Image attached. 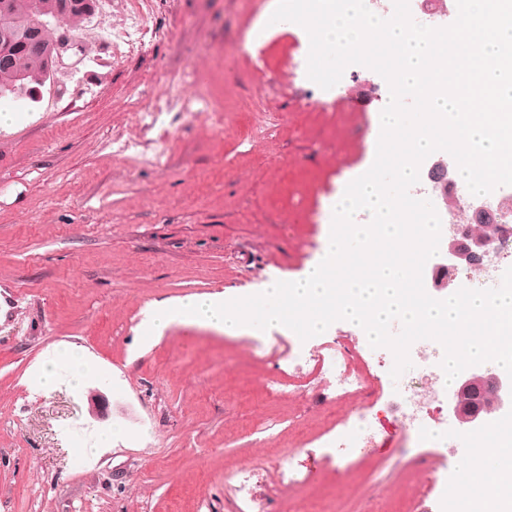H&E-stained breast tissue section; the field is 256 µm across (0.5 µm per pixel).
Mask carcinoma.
<instances>
[{
    "label": "carcinoma",
    "mask_w": 512,
    "mask_h": 512,
    "mask_svg": "<svg viewBox=\"0 0 512 512\" xmlns=\"http://www.w3.org/2000/svg\"><path fill=\"white\" fill-rule=\"evenodd\" d=\"M10 12L17 25L25 30L35 27L44 17L55 14L75 30H81L86 18L78 13L60 12V0H10ZM44 49L32 50L18 43H0V98H31L43 87L53 70L48 47L57 42L56 31L49 26L38 30Z\"/></svg>",
    "instance_id": "obj_1"
}]
</instances>
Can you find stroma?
<instances>
[{"instance_id": "obj_1", "label": "stroma", "mask_w": 512, "mask_h": 512, "mask_svg": "<svg viewBox=\"0 0 512 512\" xmlns=\"http://www.w3.org/2000/svg\"><path fill=\"white\" fill-rule=\"evenodd\" d=\"M155 36L120 55L108 35L73 40L34 100L0 127V512H225L232 472H265L263 512H438L464 449L455 429L411 428L390 349L338 320L294 335L226 337L175 326L148 348L136 329L163 298L259 288L322 254L329 203L372 165L385 80L362 65L320 88L309 41L270 23L272 0H145ZM184 76L194 124L164 115V169L115 153L136 139L133 89ZM71 347L107 373L103 418L88 392L22 385L47 350ZM349 361L368 395H340ZM364 413L368 457H336ZM112 446L83 455L98 434ZM298 484L286 486L288 475Z\"/></svg>"}]
</instances>
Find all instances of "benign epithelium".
<instances>
[{
	"label": "benign epithelium",
	"mask_w": 512,
	"mask_h": 512,
	"mask_svg": "<svg viewBox=\"0 0 512 512\" xmlns=\"http://www.w3.org/2000/svg\"><path fill=\"white\" fill-rule=\"evenodd\" d=\"M455 167V160L438 161L431 165L426 179L415 187L414 193L422 196H433L440 192L444 195L453 194L456 188L449 178L450 171ZM460 210L472 212V223L451 224L446 237L448 247L442 251L443 263L439 266L440 275L437 286H448L446 277L452 270L461 267H478L489 270L495 258V245L506 236L505 225L497 222L492 204L486 200H471L457 203ZM490 390L495 395L494 406H487L481 395ZM502 412L512 408V378L501 375L492 364L471 366L461 374L453 389L448 392V416L472 428H480L485 418L493 409Z\"/></svg>",
	"instance_id": "1"
}]
</instances>
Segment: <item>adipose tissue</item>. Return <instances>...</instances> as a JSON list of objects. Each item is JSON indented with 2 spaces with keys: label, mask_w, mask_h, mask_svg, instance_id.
<instances>
[{
  "label": "adipose tissue",
  "mask_w": 512,
  "mask_h": 512,
  "mask_svg": "<svg viewBox=\"0 0 512 512\" xmlns=\"http://www.w3.org/2000/svg\"><path fill=\"white\" fill-rule=\"evenodd\" d=\"M38 391L47 393L60 382L74 391L102 378L103 370L88 358L67 349L53 348L31 371ZM457 482L460 499L471 512H512V435L491 425L482 444L459 463Z\"/></svg>",
  "instance_id": "obj_1"
}]
</instances>
